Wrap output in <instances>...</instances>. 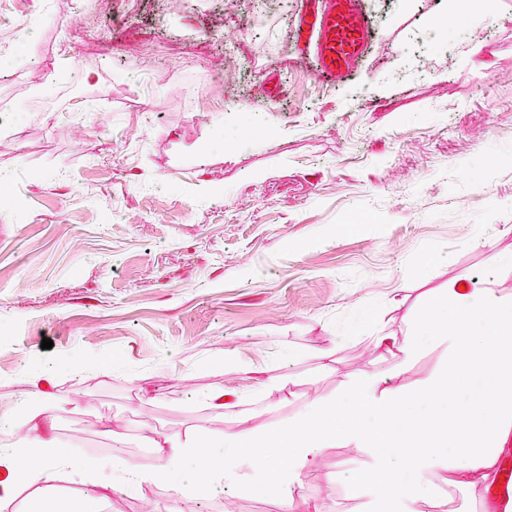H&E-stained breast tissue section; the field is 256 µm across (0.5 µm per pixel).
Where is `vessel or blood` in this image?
Segmentation results:
<instances>
[{"mask_svg": "<svg viewBox=\"0 0 512 512\" xmlns=\"http://www.w3.org/2000/svg\"><path fill=\"white\" fill-rule=\"evenodd\" d=\"M296 33L301 55L335 78L347 75L363 56L369 26L357 0H305Z\"/></svg>", "mask_w": 512, "mask_h": 512, "instance_id": "vessel-or-blood-1", "label": "vessel or blood"}]
</instances>
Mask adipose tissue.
I'll return each mask as SVG.
<instances>
[{
    "label": "adipose tissue",
    "mask_w": 512,
    "mask_h": 512,
    "mask_svg": "<svg viewBox=\"0 0 512 512\" xmlns=\"http://www.w3.org/2000/svg\"><path fill=\"white\" fill-rule=\"evenodd\" d=\"M496 271L491 264L480 276L449 283L408 335L373 337L375 356L393 357L399 369L427 348L447 347L446 367L417 389L394 388L390 375L370 367L344 396L311 401L276 431L200 428L189 438L168 436L157 445L152 469L125 463L131 484L166 480L190 461L207 475L205 492L220 494L235 488L245 470H257L286 507L301 472L336 444L364 460L348 479L362 512H431L432 478L440 471L454 492L498 481L512 440V298L489 288ZM22 424L41 452L30 459L15 451L0 455L11 475L0 486L1 500L23 486L50 485L72 466L98 473L97 460L76 462L57 449L49 435L53 419L43 410L26 409Z\"/></svg>",
    "instance_id": "adipose-tissue-1"
}]
</instances>
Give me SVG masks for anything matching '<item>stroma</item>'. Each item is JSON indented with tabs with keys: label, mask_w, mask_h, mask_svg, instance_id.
Here are the masks:
<instances>
[{
	"label": "stroma",
	"mask_w": 512,
	"mask_h": 512,
	"mask_svg": "<svg viewBox=\"0 0 512 512\" xmlns=\"http://www.w3.org/2000/svg\"><path fill=\"white\" fill-rule=\"evenodd\" d=\"M0 4L43 21L27 54L0 20V185L20 200L0 207V448L27 450L6 420L49 399L56 443L106 463H154L164 433L275 430L342 396L376 332H410L460 273L498 264L512 296V0L449 30L456 0H361L367 53L341 79L298 53L303 0ZM336 335L326 373L314 353ZM447 360L378 366L410 388ZM270 376L286 392L259 388ZM225 388L238 402L220 415L207 397ZM361 466L326 449L286 511L272 492L203 496L190 466L183 493L116 470L98 508L360 512ZM91 488L68 471L0 512Z\"/></svg>",
	"instance_id": "stroma-1"
}]
</instances>
